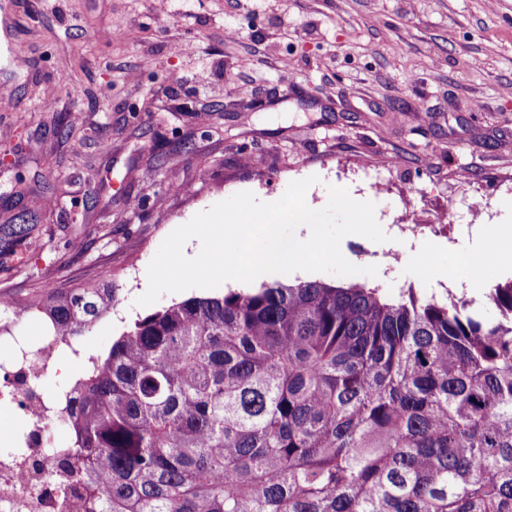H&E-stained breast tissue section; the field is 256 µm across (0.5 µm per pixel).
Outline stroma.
<instances>
[{
  "mask_svg": "<svg viewBox=\"0 0 512 512\" xmlns=\"http://www.w3.org/2000/svg\"><path fill=\"white\" fill-rule=\"evenodd\" d=\"M6 2L0 224L26 212L54 232L0 292L20 300L111 269L112 312L83 336L87 352L183 300L136 303L174 229L238 192L273 202L313 175L311 208L333 186L375 205L387 241L340 244L378 268L358 282L493 316L489 288L512 280V244L492 241L512 221V0ZM429 248L464 254L477 280L450 285Z\"/></svg>",
  "mask_w": 512,
  "mask_h": 512,
  "instance_id": "1",
  "label": "stroma"
}]
</instances>
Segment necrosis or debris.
Segmentation results:
<instances>
[{"label": "necrosis or debris", "instance_id": "necrosis-or-debris-1", "mask_svg": "<svg viewBox=\"0 0 512 512\" xmlns=\"http://www.w3.org/2000/svg\"><path fill=\"white\" fill-rule=\"evenodd\" d=\"M8 364H0V405L24 404L28 437L22 448L0 451V512H61L66 474L57 471L52 449L55 401L34 382L55 372L63 340L43 336H0Z\"/></svg>", "mask_w": 512, "mask_h": 512}]
</instances>
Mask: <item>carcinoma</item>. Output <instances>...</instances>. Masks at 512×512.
Returning <instances> with one entry per match:
<instances>
[{
	"label": "carcinoma",
	"mask_w": 512,
	"mask_h": 512,
	"mask_svg": "<svg viewBox=\"0 0 512 512\" xmlns=\"http://www.w3.org/2000/svg\"><path fill=\"white\" fill-rule=\"evenodd\" d=\"M43 224H0V261ZM497 318L286 283L140 317L65 390L82 512H512V280ZM70 341L112 274L13 303Z\"/></svg>",
	"instance_id": "1"
}]
</instances>
